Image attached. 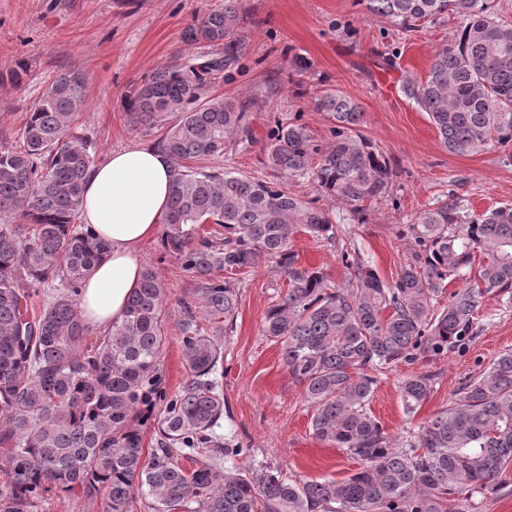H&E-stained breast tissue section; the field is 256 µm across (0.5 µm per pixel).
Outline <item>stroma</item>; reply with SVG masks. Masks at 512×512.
Instances as JSON below:
<instances>
[{
  "label": "stroma",
  "mask_w": 512,
  "mask_h": 512,
  "mask_svg": "<svg viewBox=\"0 0 512 512\" xmlns=\"http://www.w3.org/2000/svg\"><path fill=\"white\" fill-rule=\"evenodd\" d=\"M222 0H0V139L16 143L26 115L53 79L69 69L87 78L85 102L75 132L91 143L94 162L134 144H152L161 128H134L124 98L155 67L202 54L183 42L184 29ZM246 14L245 53L237 68L214 83L210 96L247 101L248 132L223 156V167L266 180L267 146L277 118L295 117L318 144L331 141L333 121L311 98L335 89L360 104L361 131L390 162L394 176L386 201L373 205L363 224L350 222L347 205L313 184L286 179L288 189L317 206L332 209L343 223L335 241L298 234V261L323 272L331 286L345 283L340 254L358 250L382 280L389 281L411 259L402 232L419 213L448 193L478 213L512 205V163L501 146L467 156L448 153L426 113L407 99L405 77H424L435 50L457 21L419 23L404 31L392 21L365 13L353 0H241ZM309 64L296 72L295 57ZM392 64H385V57ZM21 81H14V72ZM306 96H299V89ZM144 263L156 267L166 289L168 343L161 368L168 392L187 378L178 324L181 301L195 279L171 257L160 238L142 247ZM239 305L233 327L215 331L207 319L198 325L223 351L224 417L215 432L225 446L247 448L227 467L249 470L270 464L288 480L340 479L360 462L345 450L321 442L310 431L312 407L290 375L279 343L262 333L268 308L283 294L286 279L275 264L261 260L236 275ZM512 351V302L485 295L475 336L448 354L401 363L380 374L369 403L372 415L394 439L414 436L469 380L485 372L503 352ZM431 378V392L414 413H406L402 380Z\"/></svg>",
  "instance_id": "35a3bbf8"
}]
</instances>
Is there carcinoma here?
<instances>
[{
	"mask_svg": "<svg viewBox=\"0 0 512 512\" xmlns=\"http://www.w3.org/2000/svg\"><path fill=\"white\" fill-rule=\"evenodd\" d=\"M404 29L418 21L459 22L437 49L427 75L401 90L455 155L512 144V22L494 0H356ZM244 14L224 0L188 26L183 41L208 51L162 64L133 89L131 122L165 132L156 142L173 160V191L163 219L165 251L195 278L179 323L188 375L178 393L163 385L168 342L164 283L143 269L121 322L95 344L78 310L83 280L108 244L80 224L87 140L72 132L87 79L72 69L45 89L19 130L22 143H0V512H34L44 493L105 497L107 512H127L138 492L154 512H446L448 496L508 486L512 467V351L467 383L448 409L397 446L369 412L373 372L441 356L476 329L481 299L512 296V205L481 215L455 194L407 225L412 261L391 283L359 255L341 253L347 282L328 287L322 273L298 263L296 235L336 237L340 219L288 188L230 169H196L188 160L224 155L247 132V102L208 98L210 86L243 55ZM334 120V140L314 143L307 128L277 122L268 166L308 180L352 207L358 223L388 196L393 170L359 132L364 112L329 90L314 99ZM221 230L201 237L198 225ZM482 262L475 263L476 255ZM276 263L288 288L266 312L263 334L281 344L288 371L311 403V434L361 461L343 479L295 482L261 467L219 469L226 448L213 428L224 417L217 373L221 347L197 326L196 312L226 329L239 289L227 278ZM478 265L477 285L435 307L443 283ZM57 285L40 312L29 311L38 287ZM414 412L430 378L402 380ZM162 409L153 412L155 406ZM157 427L160 448L147 455L141 427ZM202 456L186 470L175 454Z\"/></svg>",
	"mask_w": 512,
	"mask_h": 512,
	"instance_id": "obj_1",
	"label": "carcinoma"
}]
</instances>
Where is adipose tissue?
<instances>
[{
  "mask_svg": "<svg viewBox=\"0 0 512 512\" xmlns=\"http://www.w3.org/2000/svg\"><path fill=\"white\" fill-rule=\"evenodd\" d=\"M172 189V161L151 144L112 152L91 168L81 221L109 249L83 284L79 310L89 326L105 331L121 321L144 268L141 246L161 224Z\"/></svg>",
  "mask_w": 512,
  "mask_h": 512,
  "instance_id": "adipose-tissue-1",
  "label": "adipose tissue"
}]
</instances>
